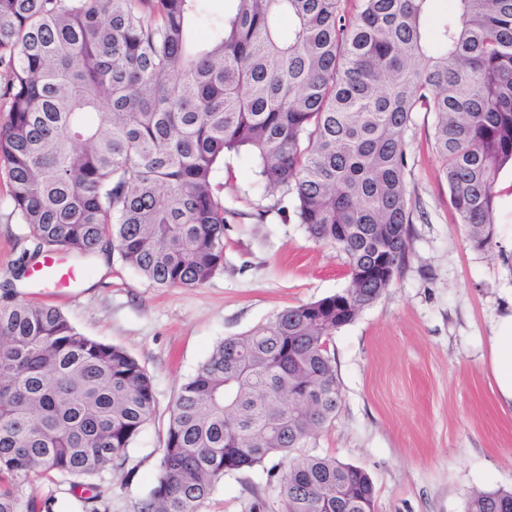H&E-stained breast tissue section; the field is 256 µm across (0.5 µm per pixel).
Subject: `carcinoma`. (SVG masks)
Returning a JSON list of instances; mask_svg holds the SVG:
<instances>
[{
    "mask_svg": "<svg viewBox=\"0 0 512 512\" xmlns=\"http://www.w3.org/2000/svg\"><path fill=\"white\" fill-rule=\"evenodd\" d=\"M0 0V169L27 261L104 254L161 288L224 270L214 175L246 153L294 197L312 240L341 251L349 284L219 341L169 413L158 472L135 512H204L224 476L278 470L282 512H374L363 469L290 457L336 419L328 341L390 288L414 205L407 133L434 115L433 153L471 243L492 245L495 181L512 168V0ZM292 22L283 37V18ZM0 512H44L31 476L70 480L110 512L103 473L122 468L156 411L150 376L123 347L0 285ZM465 512H512V489Z\"/></svg>",
    "mask_w": 512,
    "mask_h": 512,
    "instance_id": "obj_1",
    "label": "carcinoma"
}]
</instances>
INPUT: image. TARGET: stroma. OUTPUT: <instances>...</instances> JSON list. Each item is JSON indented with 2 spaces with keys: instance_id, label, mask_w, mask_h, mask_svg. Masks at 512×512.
<instances>
[{
  "instance_id": "stroma-1",
  "label": "stroma",
  "mask_w": 512,
  "mask_h": 512,
  "mask_svg": "<svg viewBox=\"0 0 512 512\" xmlns=\"http://www.w3.org/2000/svg\"><path fill=\"white\" fill-rule=\"evenodd\" d=\"M433 123L416 113L407 134V189L425 216L414 221L392 287L331 336L341 407L309 447L366 470L374 512H463L474 491L512 488V414L497 401L489 339L512 307V170L494 184L493 245L476 249L448 206L429 146ZM216 192L227 221L224 270L201 287L158 288L100 256L68 290L31 277L17 286L19 297L58 308L83 334L123 346L153 380L156 412L129 448L126 470L103 475L111 512H134L148 497L169 408L220 340L348 284L344 254L309 239L287 213L292 196L255 184L247 160L225 158ZM10 211L0 175V283L30 246ZM275 464L225 476L206 512H248L256 495L267 512H281Z\"/></svg>"
}]
</instances>
